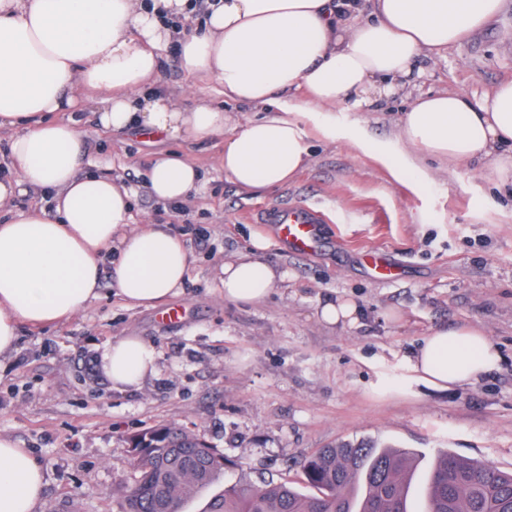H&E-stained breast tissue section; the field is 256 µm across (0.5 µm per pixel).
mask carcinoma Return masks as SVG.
<instances>
[{
	"label": "carcinoma",
	"instance_id": "1",
	"mask_svg": "<svg viewBox=\"0 0 512 512\" xmlns=\"http://www.w3.org/2000/svg\"><path fill=\"white\" fill-rule=\"evenodd\" d=\"M166 444L173 464L164 480L158 459L131 457L134 478L125 487L124 512H164L210 485L224 471V456L199 435L161 425L139 432ZM312 492L290 483L235 484L212 498L204 512H412L408 490L412 453L370 443L322 448L303 464ZM424 512H512V471L469 461L444 450L427 478Z\"/></svg>",
	"mask_w": 512,
	"mask_h": 512
}]
</instances>
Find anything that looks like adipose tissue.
Segmentation results:
<instances>
[{
  "label": "adipose tissue",
  "mask_w": 512,
  "mask_h": 512,
  "mask_svg": "<svg viewBox=\"0 0 512 512\" xmlns=\"http://www.w3.org/2000/svg\"><path fill=\"white\" fill-rule=\"evenodd\" d=\"M506 0H376L369 15L354 0H211L202 26L178 41L181 69L215 79L227 101L272 105L292 92V112L247 119L227 130L222 108L184 111L155 86L168 19L188 17L189 0H0V128H10L8 158L17 185L49 196V206H11L0 182V355L20 326L68 321L99 297L103 265L130 306L156 307L178 294L189 268L181 236L158 224L133 223L130 189L110 174L82 170L76 111L91 113L105 133L131 131L222 138L225 175L244 189L283 185L309 162L305 121L336 132L327 107L368 112L413 77L422 55L446 52L504 11ZM399 141L452 164L491 167L512 179V82L482 98L428 93L403 112ZM152 196L182 202L201 180L186 156L165 153L145 167ZM278 275L257 257L225 262L219 272L228 301L259 302ZM500 355L471 326L432 330L411 368L450 390L488 374ZM114 388L139 386L155 370L156 351L122 336L100 356ZM44 475L31 451L0 436V512H35Z\"/></svg>",
  "instance_id": "obj_1"
}]
</instances>
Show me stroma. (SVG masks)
Returning <instances> with one entry per match:
<instances>
[{"label": "stroma", "instance_id": "obj_1", "mask_svg": "<svg viewBox=\"0 0 512 512\" xmlns=\"http://www.w3.org/2000/svg\"><path fill=\"white\" fill-rule=\"evenodd\" d=\"M157 85L187 111L205 100L231 124L265 115L225 102L216 81L187 77L175 45L164 51ZM409 93L374 112L334 109L336 136L311 133V162L288 183L254 193L235 185L218 159L221 139L179 142L138 132L113 138L82 118V163L107 164L133 193L136 221L152 219L183 236L191 262L164 309L130 308L104 290L74 319L21 327L0 357V436L29 449L43 469L37 512H119L133 478L128 435L160 424L199 432L223 451L227 467L185 501L182 512L237 484H302L303 461L321 448L371 439L434 459L447 449L512 471V185L420 154L397 139L407 94L481 96L512 80V6L448 52L420 63ZM364 129V144L347 136ZM180 152L204 172L178 206L159 205L140 172L157 154ZM285 205L322 211L318 248L295 253L260 213ZM284 277L259 303L225 300L224 261L250 253ZM385 252L397 268L389 283L363 262ZM342 297L358 323L320 322L326 300ZM482 328L501 355L497 368L453 391L434 389L410 367L432 329ZM141 336L157 352L155 372L118 390L99 367L112 340Z\"/></svg>", "mask_w": 512, "mask_h": 512}]
</instances>
